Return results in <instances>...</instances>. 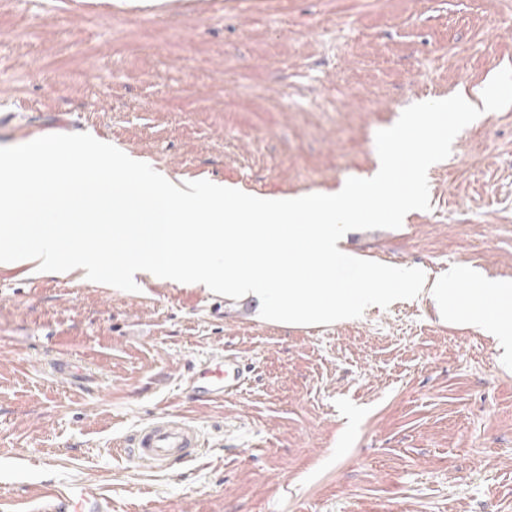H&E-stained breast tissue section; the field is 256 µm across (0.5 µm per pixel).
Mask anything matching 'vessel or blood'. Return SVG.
Returning <instances> with one entry per match:
<instances>
[{
    "label": "vessel or blood",
    "mask_w": 512,
    "mask_h": 512,
    "mask_svg": "<svg viewBox=\"0 0 512 512\" xmlns=\"http://www.w3.org/2000/svg\"><path fill=\"white\" fill-rule=\"evenodd\" d=\"M245 383V371L232 353L198 362L188 380L193 394L203 401H217L236 394ZM199 447V433L194 425L178 415L164 413L136 432L127 442L125 453L136 463L164 468L171 460L196 453ZM36 500L32 512H112L105 497L81 486L63 491L49 483L42 487Z\"/></svg>",
    "instance_id": "obj_1"
}]
</instances>
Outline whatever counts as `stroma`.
I'll return each mask as SVG.
<instances>
[{"label": "stroma", "instance_id": "stroma-1", "mask_svg": "<svg viewBox=\"0 0 512 512\" xmlns=\"http://www.w3.org/2000/svg\"><path fill=\"white\" fill-rule=\"evenodd\" d=\"M512 66V0H0V146L86 132L245 193L336 190L411 104ZM430 208L355 230L364 259L512 279V108L428 170ZM0 263V499L81 485L112 512H512V369L427 297L280 326L202 288ZM230 352L243 391L188 397ZM183 415L191 460L120 451Z\"/></svg>", "mask_w": 512, "mask_h": 512}]
</instances>
